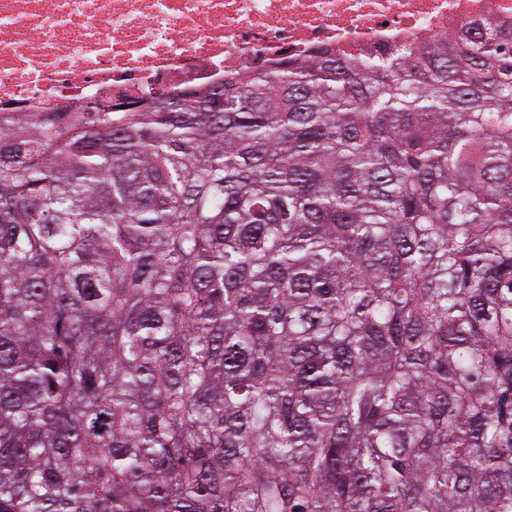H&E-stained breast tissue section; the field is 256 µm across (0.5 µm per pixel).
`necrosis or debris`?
Returning <instances> with one entry per match:
<instances>
[{"instance_id": "1", "label": "necrosis or debris", "mask_w": 512, "mask_h": 512, "mask_svg": "<svg viewBox=\"0 0 512 512\" xmlns=\"http://www.w3.org/2000/svg\"><path fill=\"white\" fill-rule=\"evenodd\" d=\"M512 0H0V112L201 88L336 45L421 46Z\"/></svg>"}]
</instances>
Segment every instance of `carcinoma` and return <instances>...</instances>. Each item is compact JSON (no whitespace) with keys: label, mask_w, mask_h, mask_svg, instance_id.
Masks as SVG:
<instances>
[{"label":"carcinoma","mask_w":512,"mask_h":512,"mask_svg":"<svg viewBox=\"0 0 512 512\" xmlns=\"http://www.w3.org/2000/svg\"><path fill=\"white\" fill-rule=\"evenodd\" d=\"M0 512H512V27L0 112Z\"/></svg>","instance_id":"obj_1"}]
</instances>
